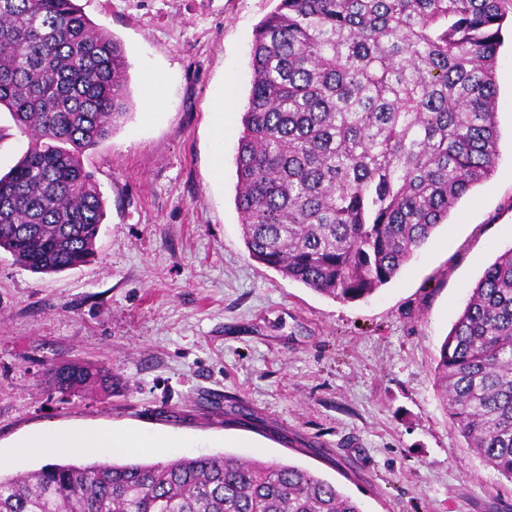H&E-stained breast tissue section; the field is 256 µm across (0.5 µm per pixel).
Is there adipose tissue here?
Here are the masks:
<instances>
[{"label":"adipose tissue","mask_w":512,"mask_h":512,"mask_svg":"<svg viewBox=\"0 0 512 512\" xmlns=\"http://www.w3.org/2000/svg\"><path fill=\"white\" fill-rule=\"evenodd\" d=\"M23 445L49 459L64 448L108 456L130 448H170L174 442L162 434H146L105 424L93 428H41L32 432Z\"/></svg>","instance_id":"obj_1"}]
</instances>
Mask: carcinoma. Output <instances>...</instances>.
<instances>
[{
	"mask_svg": "<svg viewBox=\"0 0 512 512\" xmlns=\"http://www.w3.org/2000/svg\"><path fill=\"white\" fill-rule=\"evenodd\" d=\"M512 0H278L253 31L236 155L249 256L340 302L394 279L498 159L495 70ZM123 45L74 0H0V108L32 141L0 175V249L56 274L105 216L86 151L128 119ZM54 388L111 390L104 364ZM441 403L512 481V248L483 272L435 360ZM0 512H364L335 483L233 455L48 463L0 475Z\"/></svg>",
	"mask_w": 512,
	"mask_h": 512,
	"instance_id": "cac0c4a2",
	"label": "carcinoma"
}]
</instances>
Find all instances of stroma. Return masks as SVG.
Masks as SVG:
<instances>
[{"mask_svg": "<svg viewBox=\"0 0 512 512\" xmlns=\"http://www.w3.org/2000/svg\"><path fill=\"white\" fill-rule=\"evenodd\" d=\"M77 4L125 48L132 115L83 157L106 202L94 257L36 274L0 249V473L43 466L17 445L34 430L109 423L176 442L129 458L287 460L365 512H512V482L467 448L432 375L471 289L512 248V30L493 174L396 279L343 303L252 259L235 205L252 34L277 0ZM151 74L164 108L149 116ZM70 361L108 363L123 385L61 395L47 371Z\"/></svg>", "mask_w": 512, "mask_h": 512, "instance_id": "obj_1", "label": "stroma"}]
</instances>
